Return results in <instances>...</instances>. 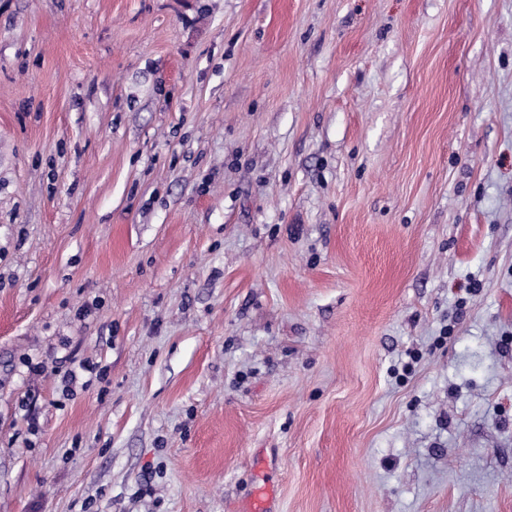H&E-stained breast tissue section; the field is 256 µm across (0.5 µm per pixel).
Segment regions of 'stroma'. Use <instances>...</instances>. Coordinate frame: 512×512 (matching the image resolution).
Wrapping results in <instances>:
<instances>
[{"label": "stroma", "mask_w": 512, "mask_h": 512, "mask_svg": "<svg viewBox=\"0 0 512 512\" xmlns=\"http://www.w3.org/2000/svg\"><path fill=\"white\" fill-rule=\"evenodd\" d=\"M266 485L512 512V0H0V512Z\"/></svg>", "instance_id": "stroma-1"}]
</instances>
